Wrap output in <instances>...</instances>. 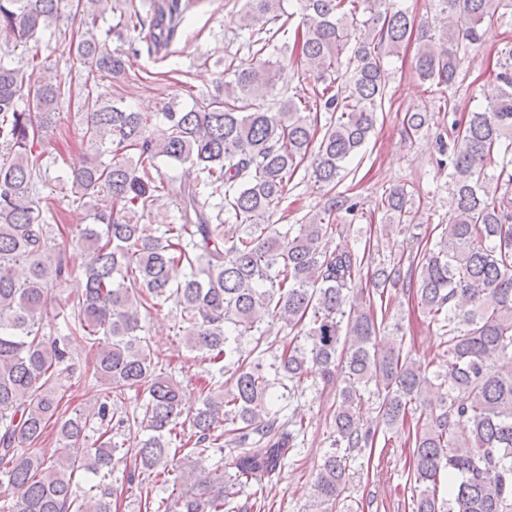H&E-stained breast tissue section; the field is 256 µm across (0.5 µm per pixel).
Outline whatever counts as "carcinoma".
I'll use <instances>...</instances> for the list:
<instances>
[{
  "instance_id": "carcinoma-1",
  "label": "carcinoma",
  "mask_w": 512,
  "mask_h": 512,
  "mask_svg": "<svg viewBox=\"0 0 512 512\" xmlns=\"http://www.w3.org/2000/svg\"><path fill=\"white\" fill-rule=\"evenodd\" d=\"M284 0H245L238 27L252 31L270 55L291 53L313 77L312 96L276 94L280 60L247 68L228 64L232 79L190 107L167 103V136L148 133L150 116L97 91L99 83L125 74L129 59L107 46L100 31L106 14L115 27L149 35L155 50L169 45L187 5L163 0L146 18L118 0H0V512H112V475L125 464L122 481L141 492L145 512H234L230 488L281 469L302 422L282 417L279 401L319 376L338 392L332 417L336 437L324 455L304 512H333L346 492L341 449L371 448L378 431L360 425L356 409L375 399L378 425L409 434L411 512H512V48L499 61L496 97L480 112L438 137L448 156V223L416 250L409 278L402 260L382 262L369 286H357L370 254L330 251L329 216L354 209L337 194L304 224L286 231L269 217L288 199L303 163L314 182L335 189L342 172L368 141L387 96L383 58L418 36V78L432 87H453L460 53L477 47L482 27L512 0H437L448 22L431 28L391 0H296L300 10L292 46L273 44ZM79 19L78 27L69 21ZM361 23L372 37L351 44ZM51 27L70 32L84 73L64 80L45 77L47 65L29 55L28 44ZM345 81L336 85L341 66ZM28 97L35 111L18 107ZM75 101L84 118L83 141L92 151L71 173L72 203L92 223L78 229L89 255L80 292L55 300L51 285L72 277L58 240L73 230L43 218L38 183L46 152L34 151L60 122L59 105ZM333 114L320 125V109ZM408 136L428 125L425 112L405 113ZM190 163L192 181L180 195L179 223L154 234L141 223L160 200L154 173L159 158ZM222 197V203L211 199ZM411 194L395 187L381 197L387 223L381 231L414 220ZM234 219L228 224L222 218ZM188 269L181 281L170 269ZM405 288L448 333L437 362L421 363L403 339L380 349L386 312L366 303L365 291ZM67 333L44 332L47 307ZM171 304L179 309L187 347L215 367L202 407L184 414L185 392L155 362L142 335V314ZM279 321L296 332L281 353L264 339L263 324ZM255 337L249 351L239 337ZM95 351L92 375L104 385L90 410L61 416L59 388L77 373L74 350ZM271 362H265V354ZM434 371H429L430 367ZM139 407L119 418L114 401L127 392ZM438 401L428 414L431 399ZM98 437L83 459L61 456L46 463L31 451L54 430L62 441ZM148 431L142 440L135 434ZM190 431L179 439L178 431ZM132 438L128 447L112 433ZM237 450L224 468V445ZM264 445L260 453L252 452ZM96 483L80 495L73 472ZM448 476V498L439 497ZM193 490L152 496L158 479Z\"/></svg>"
}]
</instances>
